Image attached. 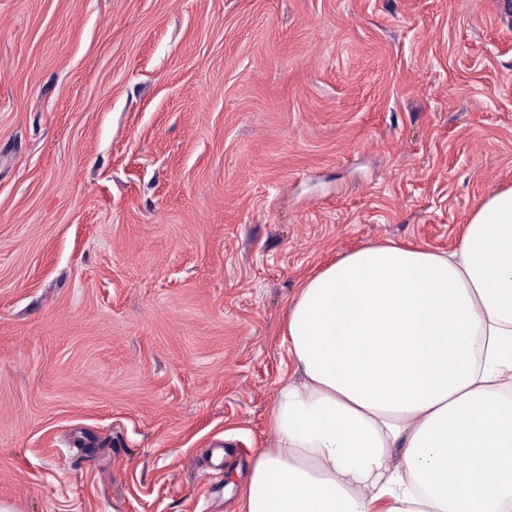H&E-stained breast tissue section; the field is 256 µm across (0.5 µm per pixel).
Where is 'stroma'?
Here are the masks:
<instances>
[{
    "label": "stroma",
    "mask_w": 512,
    "mask_h": 512,
    "mask_svg": "<svg viewBox=\"0 0 512 512\" xmlns=\"http://www.w3.org/2000/svg\"><path fill=\"white\" fill-rule=\"evenodd\" d=\"M509 186L512 0H0V506L238 512L303 279Z\"/></svg>",
    "instance_id": "obj_1"
}]
</instances>
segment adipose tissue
Instances as JSON below:
<instances>
[{
  "label": "adipose tissue",
  "instance_id": "ef3b65f1",
  "mask_svg": "<svg viewBox=\"0 0 512 512\" xmlns=\"http://www.w3.org/2000/svg\"><path fill=\"white\" fill-rule=\"evenodd\" d=\"M241 512H512V187L458 247L361 245L301 284Z\"/></svg>",
  "mask_w": 512,
  "mask_h": 512
}]
</instances>
